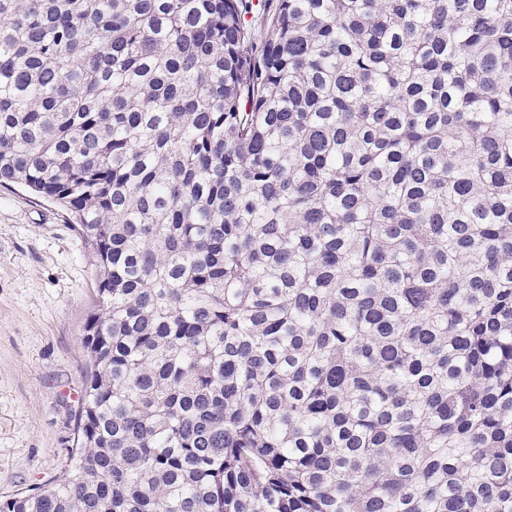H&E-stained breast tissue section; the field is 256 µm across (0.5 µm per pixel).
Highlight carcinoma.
Segmentation results:
<instances>
[{"instance_id":"cac0c4a2","label":"carcinoma","mask_w":512,"mask_h":512,"mask_svg":"<svg viewBox=\"0 0 512 512\" xmlns=\"http://www.w3.org/2000/svg\"><path fill=\"white\" fill-rule=\"evenodd\" d=\"M0 0V184L96 309L0 512H512V0Z\"/></svg>"}]
</instances>
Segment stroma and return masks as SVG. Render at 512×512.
I'll list each match as a JSON object with an SVG mask.
<instances>
[{
    "label": "stroma",
    "instance_id": "stroma-1",
    "mask_svg": "<svg viewBox=\"0 0 512 512\" xmlns=\"http://www.w3.org/2000/svg\"><path fill=\"white\" fill-rule=\"evenodd\" d=\"M71 213L0 185V500L64 476L95 268Z\"/></svg>",
    "mask_w": 512,
    "mask_h": 512
}]
</instances>
